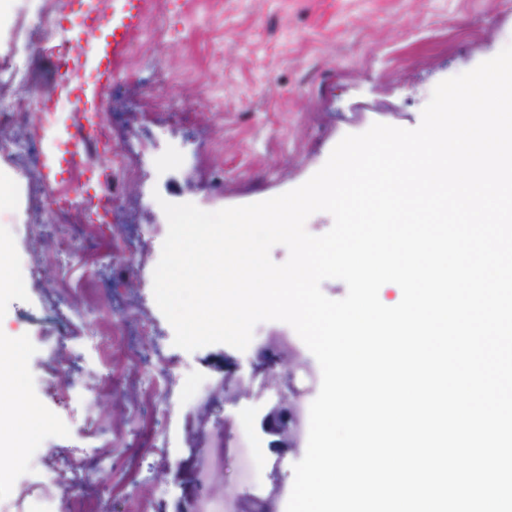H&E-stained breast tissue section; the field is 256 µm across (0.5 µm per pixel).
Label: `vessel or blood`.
Instances as JSON below:
<instances>
[{"label": "vessel or blood", "instance_id": "vessel-or-blood-1", "mask_svg": "<svg viewBox=\"0 0 512 512\" xmlns=\"http://www.w3.org/2000/svg\"><path fill=\"white\" fill-rule=\"evenodd\" d=\"M90 2L80 0L79 6L85 14L79 31L71 35L72 40L80 44L79 54L69 58L70 81L67 85L68 96L78 110L76 125L65 148L51 151L44 160L47 173L57 180L82 163L85 150L82 133L95 123L96 114L101 109L95 83L111 77L119 52L141 26L148 5V0H118L117 9L108 16L90 10Z\"/></svg>", "mask_w": 512, "mask_h": 512}]
</instances>
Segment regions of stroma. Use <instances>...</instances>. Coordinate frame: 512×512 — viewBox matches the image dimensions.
<instances>
[{
	"instance_id": "1",
	"label": "stroma",
	"mask_w": 512,
	"mask_h": 512,
	"mask_svg": "<svg viewBox=\"0 0 512 512\" xmlns=\"http://www.w3.org/2000/svg\"><path fill=\"white\" fill-rule=\"evenodd\" d=\"M150 7L142 39L117 66L126 79L105 83L102 117L118 127L120 146L144 166L119 180L118 213L104 227L48 233L55 215L32 208L45 186L21 166L18 145L42 118L35 100L48 73L13 84L12 73L35 43L50 63L65 40L46 15L58 0H16L0 32V105L22 119L0 125V169L12 174L10 248L21 284L0 298V335L26 350L25 395L45 414L24 465L0 487L11 512H62L90 498L126 512L112 491L128 466L142 468L139 493L159 490L152 512H193L183 463L204 449L201 426L233 417L235 437L254 442L263 483L240 480L235 460L210 471L204 493L229 494L247 512L266 485L293 483L306 453L289 430L273 426L295 399L312 403L318 387L294 354L214 344L188 352L153 295L167 221L161 201L206 211L246 205L304 183L348 134L379 122L412 129L434 87L512 44V9L503 0H169ZM162 29V44L146 32ZM154 331L142 334L138 324ZM185 367L181 383L146 390L152 368ZM254 373L255 385L225 399L223 378ZM210 380L189 401L186 384ZM152 415L155 444L136 449Z\"/></svg>"
}]
</instances>
